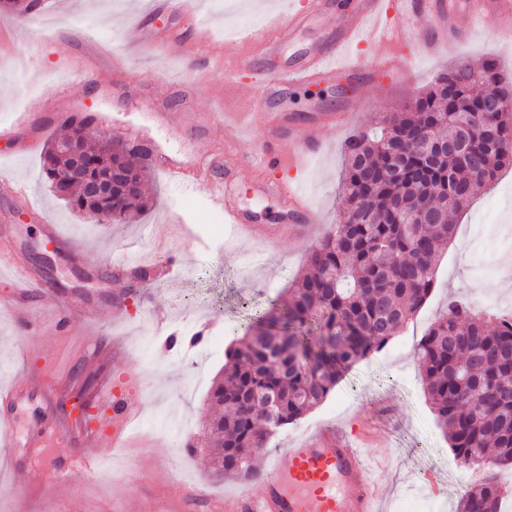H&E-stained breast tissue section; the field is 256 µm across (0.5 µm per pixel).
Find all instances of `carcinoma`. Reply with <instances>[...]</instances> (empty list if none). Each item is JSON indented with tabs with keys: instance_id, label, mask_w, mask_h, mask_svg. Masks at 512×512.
<instances>
[{
	"instance_id": "cac0c4a2",
	"label": "carcinoma",
	"mask_w": 512,
	"mask_h": 512,
	"mask_svg": "<svg viewBox=\"0 0 512 512\" xmlns=\"http://www.w3.org/2000/svg\"><path fill=\"white\" fill-rule=\"evenodd\" d=\"M40 0H0V9L30 15ZM458 60L438 74L412 112H391L353 130L344 142L340 191L346 207L335 231L309 249V271L288 293L271 297L244 323L208 402L215 475L252 479L256 454L281 430L323 402L343 370L396 336L435 288L438 263L454 220L478 184L512 167V112L483 114L487 93L508 96L512 83L495 61L484 62L485 91L472 84L448 97L444 83L464 70ZM82 141L84 175L112 172L113 204L91 199L79 183L55 176L71 160L50 148L43 173L56 196L91 217L108 209L121 221L148 209L146 167L119 142ZM406 151L404 174L391 171L386 148ZM424 211L432 223L407 222ZM417 357L437 421L459 461L491 459L460 512H502L498 471L512 467V317L456 301L417 344ZM279 409L265 424L261 400Z\"/></svg>"
}]
</instances>
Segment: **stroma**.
Segmentation results:
<instances>
[{
    "label": "stroma",
    "instance_id": "35a3bbf8",
    "mask_svg": "<svg viewBox=\"0 0 512 512\" xmlns=\"http://www.w3.org/2000/svg\"><path fill=\"white\" fill-rule=\"evenodd\" d=\"M224 2L212 0L208 12L194 14L197 27L208 35L200 47L211 58L206 71L176 56L172 40L187 32L177 18L147 17L148 0H43L40 10L25 18L0 14V125L13 123L31 99L43 102L39 121L0 136V169L24 181L45 212L44 218H37L29 213L25 199L0 195V227L23 265L47 279L71 307L68 334L48 327L37 335L27 332L9 311L12 280L8 271L0 270V384L13 382L35 390L43 376L81 371L90 395L104 379L131 381L128 397L142 408L130 447L113 448L106 433L99 438L95 451L99 462H111L110 478L90 481L75 470L70 492L63 493L31 488L24 472L11 473L0 465V512H111L115 506L140 512L146 502L169 494V481L178 479L206 484L219 496L234 491L236 480H218L210 472L203 427L207 397L242 323L305 269L309 246L335 224L345 207L339 188L345 135L330 132L323 114L344 107L350 113V127L371 122L416 99L459 57L476 66L496 58L512 78V42L500 39L495 18L488 14L470 21L467 0H455L463 33L442 55L418 57L409 46L399 51V60H415L411 78L390 86L357 81L347 85L337 79L295 89L272 103V111H286L323 146L302 167L279 173L280 178L300 183L319 223L307 228L299 221L283 222L282 203L252 190L259 173L249 165L238 173V202L261 214L263 225L273 228V236L263 241L241 239L224 224L210 207L207 183L186 195L156 170L145 185L151 206L136 220L98 224L74 213L41 176L45 147L67 133L63 118L68 113H95L104 123L101 133L106 138L144 140L156 152L204 159L225 151L230 158L246 159L260 149V132L225 149L224 132L213 120L226 83L238 81L237 95L243 98L275 67L274 61L260 57L241 74L225 70V62L235 57L241 40L264 12L254 10L231 36L225 30ZM166 81L172 89L163 102L155 89ZM166 106L197 112L202 129L191 133L158 124L154 115ZM45 123L52 124L50 133L42 132ZM47 221L59 225L66 236L51 274L32 259L33 252L46 244ZM456 224V235L438 265L437 285L413 320L380 351L356 362L348 379L337 383L320 405L270 438L257 457L258 468H265L289 441L304 440L319 427L351 428L376 436L379 444L367 447V454L391 463L384 492L388 512H460L472 484L461 475L425 396L415 347L449 300L489 313L512 307V291L499 287L506 264L512 262V243L492 242L483 256L473 245L479 225L502 232L512 228V168L503 170L495 185L477 186ZM158 240L167 243L176 263L162 282L150 279L133 290L126 282L101 274L100 264L116 257L152 261ZM118 306L128 316L120 327L112 321ZM153 312L177 321L188 336L197 321L209 320L204 347L172 346L152 335L148 316ZM117 337L125 344L118 359L112 356ZM176 423L184 424L180 438L193 440L195 453L172 447L170 428ZM160 458L168 463L167 480L145 483L142 472L154 468ZM419 473L430 476L434 494L411 491Z\"/></svg>",
    "mask_w": 512,
    "mask_h": 512
}]
</instances>
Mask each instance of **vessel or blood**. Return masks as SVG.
I'll return each instance as SVG.
<instances>
[{
  "label": "vessel or blood",
  "mask_w": 512,
  "mask_h": 512,
  "mask_svg": "<svg viewBox=\"0 0 512 512\" xmlns=\"http://www.w3.org/2000/svg\"><path fill=\"white\" fill-rule=\"evenodd\" d=\"M488 11L494 13L504 32H512V0H471L472 17ZM322 18L331 19L330 31L296 61L276 69L255 85L247 103L229 96L224 99L230 109L224 121L225 142L235 141L245 130L260 125L270 132L265 147L250 160L256 169L266 172L295 168L320 151L303 128L289 126L287 114H263L265 102L288 90L339 75L355 77L364 73L373 83L397 79V48L412 44L426 55H436L441 48L440 33L454 28L453 15L445 0H307L299 11L277 18L274 24H263L244 39L239 50L240 67L249 66L255 43H263L268 57L278 56L294 43L300 31ZM373 43L383 44L385 50L371 68L361 69L352 61L350 50L356 45ZM285 141L293 144L292 153L282 150ZM152 165L188 193L194 192L203 172L224 167L223 178L210 184L211 200L223 211L225 223L255 235L254 223L236 201L239 184L234 177L235 163L214 155L208 162L188 164L161 153L153 156ZM260 186L264 193L288 200L292 210L302 211L308 223H315L316 216L296 181L265 179ZM0 263L11 271L15 283L11 308L22 324L34 331L47 324L58 334H66L70 327L68 307L54 289L21 268L12 253L0 251ZM98 391L102 399L111 403L109 413L100 418L99 425L111 435L113 447H126L139 411L128 400L125 387L116 381L103 380ZM22 399L18 387L0 386V433L12 434L15 410ZM63 437L55 419L42 416L29 436V452L24 460L10 454L5 462L11 467L25 463L28 482L34 486L65 487L73 465L94 472L97 455L90 449L91 439H84L83 451L68 465L53 452ZM384 483L382 469L364 448L347 434L326 429L284 449L279 458L268 462L262 474L260 495H253L243 486L222 497L212 495L200 485L180 486L161 500L153 512H196L202 505L209 512H380Z\"/></svg>",
  "instance_id": "vessel-or-blood-1"
}]
</instances>
